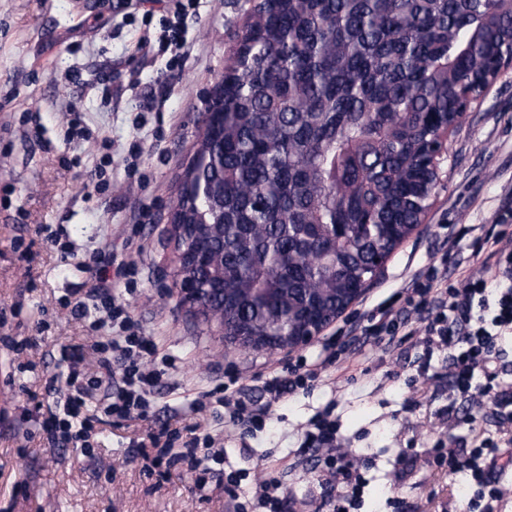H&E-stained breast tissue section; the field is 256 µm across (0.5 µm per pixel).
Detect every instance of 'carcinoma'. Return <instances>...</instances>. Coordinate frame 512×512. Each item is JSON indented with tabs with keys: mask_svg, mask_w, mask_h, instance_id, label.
<instances>
[{
	"mask_svg": "<svg viewBox=\"0 0 512 512\" xmlns=\"http://www.w3.org/2000/svg\"><path fill=\"white\" fill-rule=\"evenodd\" d=\"M508 55L512 0H254L176 204L224 320L296 330L368 287L429 206L439 120Z\"/></svg>",
	"mask_w": 512,
	"mask_h": 512,
	"instance_id": "obj_1",
	"label": "carcinoma"
}]
</instances>
